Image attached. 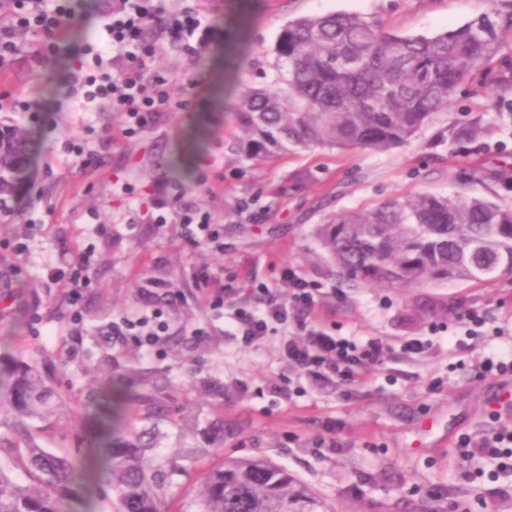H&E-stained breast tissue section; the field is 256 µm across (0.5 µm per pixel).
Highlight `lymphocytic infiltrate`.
<instances>
[{
    "mask_svg": "<svg viewBox=\"0 0 512 512\" xmlns=\"http://www.w3.org/2000/svg\"><path fill=\"white\" fill-rule=\"evenodd\" d=\"M12 3V11L0 22V67L18 53L17 36L21 33L37 36L34 58L38 63H50L68 52L66 36L82 16L81 0ZM100 28L107 36L104 49L112 54L114 70L89 76L86 84L92 87L94 96L125 115L121 134L129 137L143 127L148 115L174 105L167 81L147 68V61L155 52L154 43L146 38L147 29L181 43L187 53L195 55L208 45L211 27L203 15L189 7L168 11L160 0H112L111 9L100 17ZM282 279L291 292L290 301H283L277 290L263 285L257 292L258 309L238 307L228 313L234 333L241 336L243 343L253 344L267 336L273 326H280L285 336V356L291 365L342 384L383 364V339L372 338L359 344L308 325L317 306L313 289L288 268L283 269ZM299 330L304 333L300 340L295 337ZM457 445L461 459L479 452L497 460L498 478L512 479V429L491 432L477 443L462 435Z\"/></svg>",
    "mask_w": 512,
    "mask_h": 512,
    "instance_id": "f902f5d3",
    "label": "lymphocytic infiltrate"
}]
</instances>
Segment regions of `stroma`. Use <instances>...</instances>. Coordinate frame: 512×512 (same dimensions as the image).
<instances>
[{"mask_svg":"<svg viewBox=\"0 0 512 512\" xmlns=\"http://www.w3.org/2000/svg\"><path fill=\"white\" fill-rule=\"evenodd\" d=\"M187 1L211 22L210 45L191 56L166 42L148 64L189 107L153 113L133 137H116L121 113L63 83L90 64L85 46L105 42L97 15L112 0H84L91 15L70 30L72 55L38 64L37 38L28 34L13 62L0 68V93L61 104L41 113L31 189L0 221V360H42L75 393L98 385L106 370L117 389L147 391L163 382L168 415L189 411L198 420L192 434L160 423L151 450L166 466L182 512H197L204 469L227 453L287 468L332 512H512V488H493L483 476L492 467L487 458L473 456L469 468L479 477L466 482L455 448L437 443L451 428L475 441L512 428V412L495 416L489 404L496 379L479 368L485 358L512 357V276L351 288L318 238L339 212L417 192L462 194L456 174L480 157L451 152L444 141L449 125L478 120L477 143L492 154H512V128L494 121L487 98L464 86L447 113L392 149H315L253 162L232 150L242 135L237 96L272 80L275 41L289 19L360 14L402 34L431 35L471 20L483 0H166L164 7L173 11ZM199 134L206 138L201 151L192 146ZM75 144L81 153L72 152ZM176 159L187 177H172ZM163 197L169 205L161 211ZM192 211L223 226V250L186 239L182 217ZM86 253L89 279L71 285L70 266ZM285 264L316 288L315 322L358 343L382 338L389 347L383 365L351 385L299 374L282 359L279 336L243 346L226 330L223 311L194 299L199 266L221 271V287H233L235 302L245 304L255 283L279 287ZM142 279L171 282L174 293L144 294ZM157 309L168 329L154 345L134 336L99 342L100 325ZM471 309L483 311L486 323L472 349L461 352L455 341L464 337ZM414 337L434 344L422 354L404 352ZM31 430L48 447L70 448L80 425L63 406L50 424L36 420ZM179 448L207 454L179 457Z\"/></svg>","mask_w":512,"mask_h":512,"instance_id":"stroma-1","label":"stroma"}]
</instances>
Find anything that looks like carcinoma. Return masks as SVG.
<instances>
[{"label": "carcinoma", "instance_id": "obj_1", "mask_svg": "<svg viewBox=\"0 0 512 512\" xmlns=\"http://www.w3.org/2000/svg\"><path fill=\"white\" fill-rule=\"evenodd\" d=\"M486 8L465 24L433 35H403L358 14L300 16L285 23L275 42L273 80L239 97L243 130L236 150L246 160L307 148L385 150L406 143L448 109L463 83L490 90L491 110L512 123V57L502 55L512 35V0H484ZM0 142V196L24 193L33 165L34 130L5 127ZM476 123L450 128L449 141L464 148ZM472 187L490 179L512 183V167L462 171ZM319 239L350 286L423 287L454 281L493 282L498 276L469 269L462 244L485 243L512 257V208L480 195L428 193L391 199L367 211L338 212ZM14 417L0 432V452L30 484L15 483L0 466V512H100L92 486L117 494L120 512H173L167 474L148 455V432L119 426L123 400L102 419V391L73 401L94 421L88 443L56 452L39 444L28 421L46 419L62 401L39 363L0 362V388ZM144 419L159 423L155 397H136ZM202 512H316L319 501L285 469L268 459L224 457L202 478Z\"/></svg>", "mask_w": 512, "mask_h": 512}]
</instances>
